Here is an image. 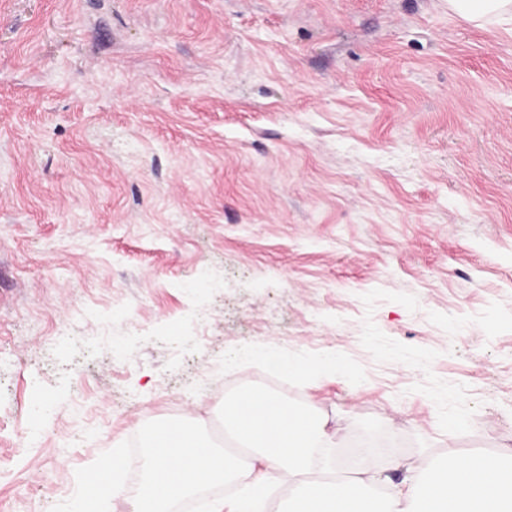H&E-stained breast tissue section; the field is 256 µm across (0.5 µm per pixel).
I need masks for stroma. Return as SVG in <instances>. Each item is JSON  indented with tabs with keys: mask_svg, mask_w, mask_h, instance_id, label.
Returning <instances> with one entry per match:
<instances>
[{
	"mask_svg": "<svg viewBox=\"0 0 512 512\" xmlns=\"http://www.w3.org/2000/svg\"><path fill=\"white\" fill-rule=\"evenodd\" d=\"M245 389L406 456L512 448V17L0 0V512L114 455L136 493L155 420L220 433Z\"/></svg>",
	"mask_w": 512,
	"mask_h": 512,
	"instance_id": "1",
	"label": "stroma"
}]
</instances>
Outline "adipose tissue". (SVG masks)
I'll list each match as a JSON object with an SVG mask.
<instances>
[{
	"mask_svg": "<svg viewBox=\"0 0 512 512\" xmlns=\"http://www.w3.org/2000/svg\"><path fill=\"white\" fill-rule=\"evenodd\" d=\"M448 10L480 26L511 15L512 0H448ZM218 413L243 455L227 453L186 421L153 425L138 460L142 485L131 512H171L198 491L230 483L233 498L210 500L208 512H274L269 497L283 484L294 490L288 512H512V448L451 450L438 462L398 460L411 478L383 497L375 459L362 460L344 479L315 466L316 451L336 437L318 413L257 390L225 400Z\"/></svg>",
	"mask_w": 512,
	"mask_h": 512,
	"instance_id": "1",
	"label": "adipose tissue"
}]
</instances>
